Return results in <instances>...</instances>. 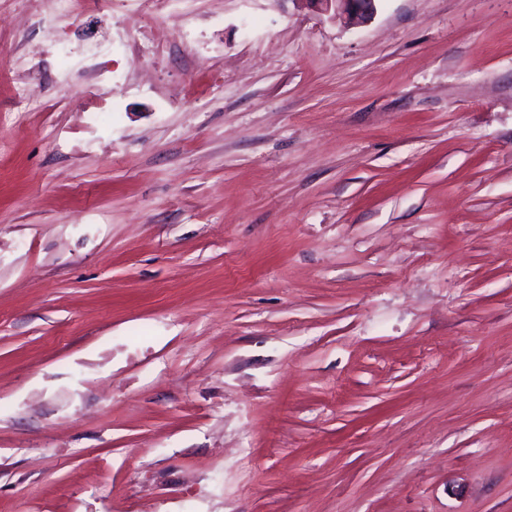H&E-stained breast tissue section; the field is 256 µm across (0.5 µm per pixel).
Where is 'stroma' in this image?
Returning <instances> with one entry per match:
<instances>
[{"label":"stroma","mask_w":512,"mask_h":512,"mask_svg":"<svg viewBox=\"0 0 512 512\" xmlns=\"http://www.w3.org/2000/svg\"><path fill=\"white\" fill-rule=\"evenodd\" d=\"M0 0V512H512V0ZM37 91L29 111L15 92ZM379 0H306L324 12L333 11L334 17L339 16L352 26L367 24L377 11ZM98 60L99 59H95L93 62L86 65L87 59L83 58L76 64L83 66L78 68V70L90 75V83L86 84L88 90L101 83H112V69L108 66L109 62H99Z\"/></svg>","instance_id":"1"}]
</instances>
